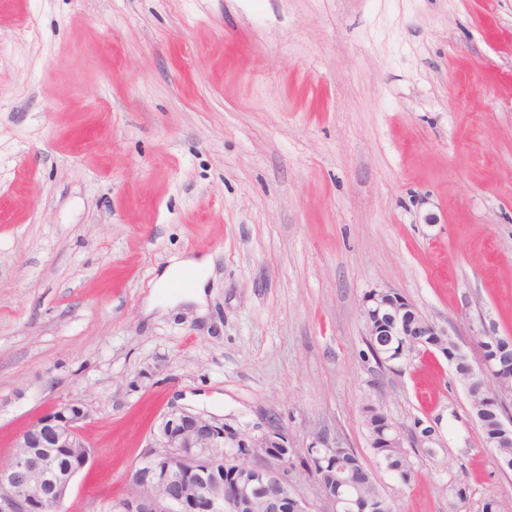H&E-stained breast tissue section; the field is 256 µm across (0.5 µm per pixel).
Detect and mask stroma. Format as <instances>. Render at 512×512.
<instances>
[{"label":"stroma","instance_id":"1","mask_svg":"<svg viewBox=\"0 0 512 512\" xmlns=\"http://www.w3.org/2000/svg\"><path fill=\"white\" fill-rule=\"evenodd\" d=\"M201 256L202 312L156 285ZM376 289L471 361L480 322L512 336V0H0V461L81 401L65 512L126 493L181 407L352 449L395 512H512L447 361L373 355ZM368 398L373 399L370 396ZM376 403L379 402L376 401ZM376 403L371 402L363 406L365 412L373 410L370 416L362 412V421L367 431L370 448L373 454L385 465L386 469L398 481L407 485L413 480L414 469L411 460L413 448H389L388 443H384L380 440L379 432L384 427L383 421L385 417L380 411H383L382 405Z\"/></svg>","mask_w":512,"mask_h":512}]
</instances>
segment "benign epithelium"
I'll use <instances>...</instances> for the list:
<instances>
[{
  "instance_id": "7a95c632",
  "label": "benign epithelium",
  "mask_w": 512,
  "mask_h": 512,
  "mask_svg": "<svg viewBox=\"0 0 512 512\" xmlns=\"http://www.w3.org/2000/svg\"><path fill=\"white\" fill-rule=\"evenodd\" d=\"M363 314L375 354H380L378 336L397 345V355L381 358L383 363L399 366L423 354L446 356L451 349L452 369L469 376L465 389L476 385L495 403L512 396V386L500 383L512 371L511 336L483 325L475 336L480 354L476 367L448 329L418 316L415 305L396 292H371ZM88 418L84 404L68 401L15 437V453L0 463V512H46L51 504L63 505L92 458L82 436ZM501 419L496 434L486 441L491 448L512 446V416ZM298 452L279 424L235 428L201 413L171 412L158 426L155 446L132 473L130 489L109 502L106 512H174L186 504L191 512H243L256 501L263 512H311L288 481L286 465ZM347 453L325 441L305 449L322 495L334 509L339 501L331 487L348 483L337 457Z\"/></svg>"
}]
</instances>
